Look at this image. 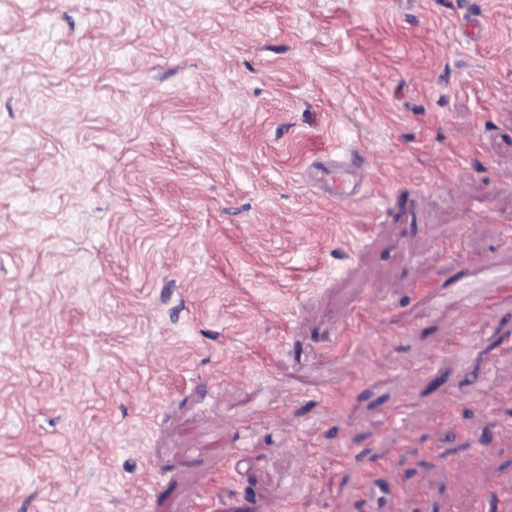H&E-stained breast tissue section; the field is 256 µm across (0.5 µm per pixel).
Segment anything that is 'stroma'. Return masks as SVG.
<instances>
[{"label": "stroma", "mask_w": 512, "mask_h": 512, "mask_svg": "<svg viewBox=\"0 0 512 512\" xmlns=\"http://www.w3.org/2000/svg\"><path fill=\"white\" fill-rule=\"evenodd\" d=\"M510 485L512 0H0V512ZM309 178L329 200L336 202L357 199L364 183L363 170L353 151L336 152L335 158L328 154L312 166Z\"/></svg>", "instance_id": "stroma-1"}]
</instances>
